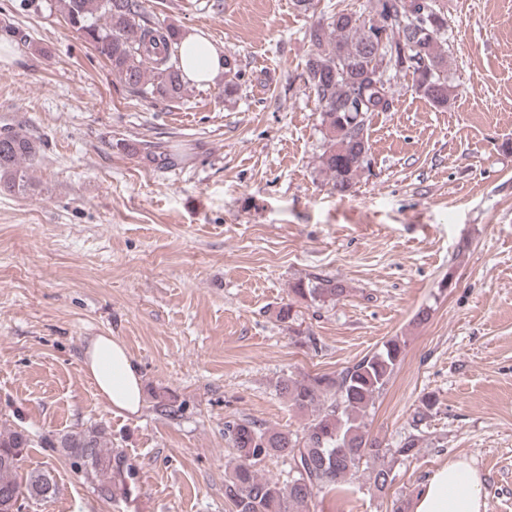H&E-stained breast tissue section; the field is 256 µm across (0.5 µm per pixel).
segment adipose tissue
Segmentation results:
<instances>
[{"mask_svg":"<svg viewBox=\"0 0 512 512\" xmlns=\"http://www.w3.org/2000/svg\"><path fill=\"white\" fill-rule=\"evenodd\" d=\"M181 69L194 83L211 82L224 68L221 50L194 30L183 35ZM84 372L113 412L135 414L144 404L139 369L117 338L98 336L84 350ZM412 512H486L483 481L465 461L438 468L417 493Z\"/></svg>","mask_w":512,"mask_h":512,"instance_id":"ef3b65f1","label":"adipose tissue"}]
</instances>
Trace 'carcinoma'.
I'll use <instances>...</instances> for the list:
<instances>
[{
    "label": "carcinoma",
    "mask_w": 512,
    "mask_h": 512,
    "mask_svg": "<svg viewBox=\"0 0 512 512\" xmlns=\"http://www.w3.org/2000/svg\"><path fill=\"white\" fill-rule=\"evenodd\" d=\"M414 13L401 0H369L368 13L347 8L323 15L307 31L311 44L301 77L320 107L324 136L319 155L323 172L336 193L344 195L359 182L370 163L368 119L374 112L395 110L394 80L411 77V88L436 108L448 107L453 86L448 74V18L436 0H415ZM70 26L93 45L112 74L143 99H183L186 79L180 68L181 29L153 19L145 0H64ZM37 155L25 133H0V193L24 194L29 187L26 163ZM290 293L317 307L334 306L347 293L335 277L297 280ZM405 342L395 336L336 375L309 379L282 378L277 390L289 406L311 413L302 436L263 428L248 420L229 421L224 435L236 463L224 481V497L233 512H311L324 489L342 490L361 465L391 454L409 458L419 451V436H406L395 449L370 438L363 417L385 390L404 358ZM31 439L23 430L0 433V503L45 500L56 493L49 472L17 480L19 454ZM71 465L97 483L96 491L112 498L126 484L120 465L112 464L105 431L90 428L61 437ZM270 457L289 461L295 473L288 484L258 476L254 466ZM379 493L392 484L391 469H372Z\"/></svg>",
    "instance_id": "1"
}]
</instances>
